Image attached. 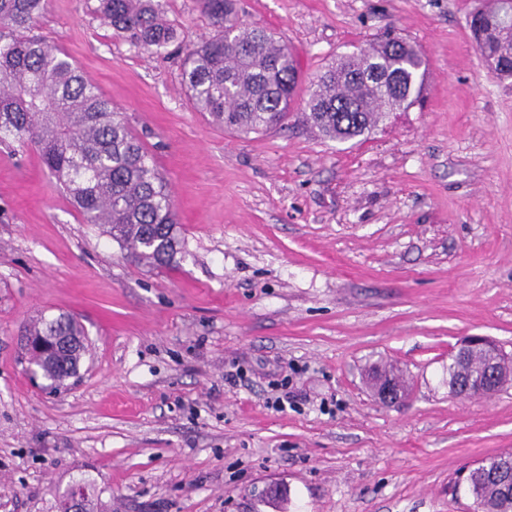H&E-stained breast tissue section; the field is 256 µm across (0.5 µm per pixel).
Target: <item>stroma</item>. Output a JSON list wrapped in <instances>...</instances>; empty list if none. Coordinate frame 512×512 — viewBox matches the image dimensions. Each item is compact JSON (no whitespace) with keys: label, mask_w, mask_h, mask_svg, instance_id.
Segmentation results:
<instances>
[{"label":"stroma","mask_w":512,"mask_h":512,"mask_svg":"<svg viewBox=\"0 0 512 512\" xmlns=\"http://www.w3.org/2000/svg\"><path fill=\"white\" fill-rule=\"evenodd\" d=\"M159 3L182 33L166 56L96 0H47L34 29L150 150L184 250L131 261L36 150L0 144V512H61L78 483L95 512H472L469 469L512 452V384L446 383L464 337L512 355V79L471 36L483 0H236L307 80L388 28L422 48V105L345 143L297 115L248 138L210 124L181 62L214 26L197 0ZM61 312L89 350L55 390L20 338ZM375 362L404 373L405 405L374 399Z\"/></svg>","instance_id":"1"}]
</instances>
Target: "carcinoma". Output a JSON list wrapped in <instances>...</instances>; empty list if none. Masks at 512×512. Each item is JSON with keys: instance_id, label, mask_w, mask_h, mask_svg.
<instances>
[{"instance_id": "obj_1", "label": "carcinoma", "mask_w": 512, "mask_h": 512, "mask_svg": "<svg viewBox=\"0 0 512 512\" xmlns=\"http://www.w3.org/2000/svg\"><path fill=\"white\" fill-rule=\"evenodd\" d=\"M94 12L130 44L162 54L180 39L157 0H97ZM216 32L187 49L184 87L196 111L239 137L288 123L298 91L303 114L323 137L346 142L370 135L391 112H407L425 89L428 62L419 45L394 32L339 55L308 83L288 46L263 27L244 23L234 0H198ZM45 0H0V26L20 33L0 43V144L33 147L88 224L137 262L177 265L181 253L175 206L145 145L112 102L58 47L22 34ZM473 35L499 78H512V12L505 0L479 10ZM25 331L41 346L28 364L54 386L75 376L88 350L82 325L60 313L40 316ZM474 512H512L494 482L484 484Z\"/></svg>"}]
</instances>
